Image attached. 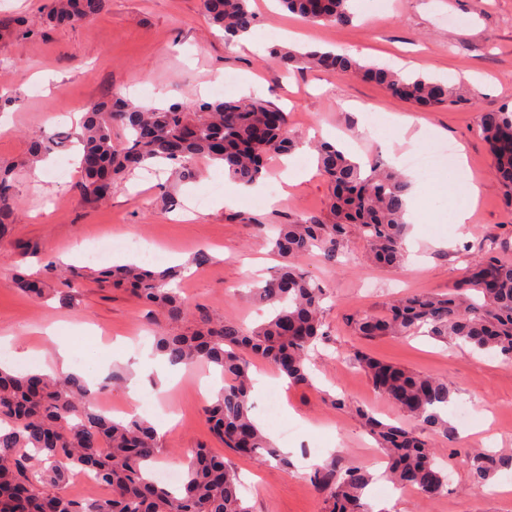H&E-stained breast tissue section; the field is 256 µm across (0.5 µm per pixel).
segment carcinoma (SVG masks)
<instances>
[{"label": "carcinoma", "mask_w": 512, "mask_h": 512, "mask_svg": "<svg viewBox=\"0 0 512 512\" xmlns=\"http://www.w3.org/2000/svg\"><path fill=\"white\" fill-rule=\"evenodd\" d=\"M349 0H280L282 7L307 23L345 24L351 20ZM107 0H51L47 23L64 26L101 14ZM209 22L224 40L252 30L255 13L248 0H202ZM32 29L19 18H0V40L19 39ZM288 71L316 69L357 72L419 107L457 100L453 88L421 75H402L387 66H366L353 58L327 52L301 53L270 49ZM288 113L271 102L249 95L214 102L183 101L142 106L115 97L86 113L77 132L80 190L93 208L112 195L113 186L131 170L161 163L179 176L189 173L198 158L224 165L235 182L254 184L263 176L264 161L286 155L299 144L287 135ZM480 130L492 166L504 186L512 189V110L481 113ZM59 136L33 142L30 154L16 164L0 165V238L12 226L16 170L48 157L59 148ZM321 173L332 185L331 219L315 215L290 218L275 227L273 249L282 264L254 294L274 309L273 316L253 328L234 320H216L207 311L191 310L176 289L171 270L153 271L126 265L100 272V288L126 290L150 311L176 323L195 316L188 334H162L156 348L173 364L218 366L224 388L204 407L214 436L234 453L256 461L281 456L252 417L251 366L263 359L293 386L311 384L306 365L309 352L327 337L322 318L324 289L306 276L295 260L313 250L333 260L353 230L365 242L372 262L395 268L405 257L408 182L378 163L362 164L330 143L315 146ZM84 278L65 275L49 260L40 276L21 273V289L42 298L41 282L58 280L67 288ZM359 335L414 336L424 333L438 341L450 339L475 351L495 353L512 361V262L485 255L469 268L448 294L409 296L392 304L382 316L363 315L355 322ZM353 361L381 395L393 401L412 425L383 421L356 410L368 433L385 451L383 476L398 487L436 495L448 485V472L430 449L428 437L448 435L443 412L453 392L443 380L405 370L364 352ZM160 439L148 421L134 417L117 422L85 399L77 376L16 375L0 368V512H251L242 493L237 469L206 448H195L184 480L172 487L152 477L151 463ZM469 474L484 484L512 461L491 452L468 455ZM77 472L111 489L107 498L89 502L65 492ZM373 479L362 465L331 459L314 467L309 480L328 504L327 512H373L365 490Z\"/></svg>", "instance_id": "carcinoma-1"}]
</instances>
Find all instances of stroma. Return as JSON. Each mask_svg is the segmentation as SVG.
<instances>
[{
  "instance_id": "1",
  "label": "stroma",
  "mask_w": 512,
  "mask_h": 512,
  "mask_svg": "<svg viewBox=\"0 0 512 512\" xmlns=\"http://www.w3.org/2000/svg\"><path fill=\"white\" fill-rule=\"evenodd\" d=\"M46 2L0 0V15H24L38 30L37 36L19 43L0 41V162L26 157L31 141L41 136L77 133L75 114L99 102L114 97L138 105L187 97L214 101L228 74L242 83L256 79L254 93L287 112L288 133L301 143L292 155L299 170L314 162L308 144L322 130L355 156L376 157L392 167L408 150L433 153L442 141L463 148L466 171H459L448 156H435L426 171H404L416 210L405 265H370L354 234L334 262L316 253L299 260L300 269L325 290L328 336L311 355L312 382L282 386L276 369L259 360L251 392L255 420L275 444L294 448L295 454L286 468L238 456L232 462L252 512H326L308 480L311 461L336 456L372 472L381 469L380 451L353 409L371 410L385 420L399 421L403 415L350 361L351 353L364 351L444 380L455 405L473 410L468 420L449 413L453 439H431L447 464V487L432 497L409 490L372 498L376 512H512V494L494 492L502 477L493 478V490H484L471 481L466 458L467 452L483 448L512 454V362L472 353L452 340H367L354 331L359 316L384 313L398 298L455 288L485 252L512 261V201L479 132L483 110L512 107V0H350L354 18L344 25L308 24L283 11L277 0H249L257 16L251 50L214 34L201 0H109L93 19L62 28L44 23ZM285 29L303 31L329 49L354 53L363 65L423 64L426 77L448 83L462 99L427 110L349 73L286 74L268 55L270 46L283 44ZM476 77L483 81L482 90L472 84ZM391 114L413 117L425 125L426 136L415 141L402 136L388 122ZM76 159V148L62 147L52 153L42 175L29 169L16 175L14 224L0 242V364L20 373L43 370L55 346L40 329L55 326L59 339L69 342L74 362H86L87 372L104 384L98 406L110 414L125 411L137 368L154 357L147 345L150 330L185 333L193 321L151 320L126 294L96 288V262L75 259L85 274L81 285L68 290L47 284L41 300L14 285L13 267L39 275L45 258H61L77 245L107 247L108 265H118L128 253L122 240L136 236L156 254L154 269L184 266L180 288L191 305L251 328L270 309L253 297L249 285L268 279L280 264L262 225L326 213L331 188L317 174L290 185L287 199L274 207L262 189L228 201L223 166L201 160L187 180L139 170L115 186L107 201L89 208L80 194ZM468 179L480 185L481 194L461 232L454 224L455 199ZM187 204L195 207L193 219L176 220L175 212ZM201 250L209 261L197 267L193 258ZM79 324L86 325V333L75 334ZM211 373V367L198 365L163 395L156 375L145 377L140 418L155 424L175 421L161 437L159 466L182 467L194 448L224 454L203 414L206 400L200 385ZM272 390L280 397L275 421L265 412ZM332 395L343 399L346 409L330 405Z\"/></svg>"
}]
</instances>
